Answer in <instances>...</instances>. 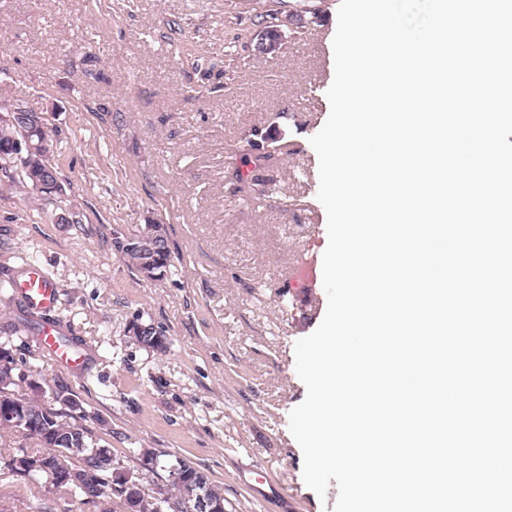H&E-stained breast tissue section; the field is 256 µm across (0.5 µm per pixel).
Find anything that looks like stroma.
<instances>
[{
  "mask_svg": "<svg viewBox=\"0 0 512 512\" xmlns=\"http://www.w3.org/2000/svg\"><path fill=\"white\" fill-rule=\"evenodd\" d=\"M340 0H285L284 38L256 51L272 0H0V106L44 113L61 194L43 198L0 169V324L22 313L6 283L23 262L54 281L49 314L91 355L57 366L35 338L13 341L21 372L73 394L114 461L139 449L186 458L251 512L236 480L261 463L285 490L267 512H333L303 481L289 414L306 397L295 344L322 321L327 216L310 139L325 124ZM281 132L288 151L261 159ZM254 179L238 193L235 172ZM167 230L172 266L150 280L115 247ZM153 323L165 350L126 334ZM22 436L0 431V512H101L7 467Z\"/></svg>",
  "mask_w": 512,
  "mask_h": 512,
  "instance_id": "obj_1",
  "label": "stroma"
}]
</instances>
